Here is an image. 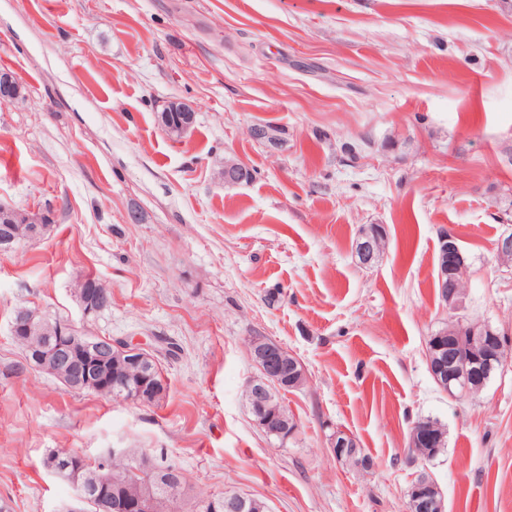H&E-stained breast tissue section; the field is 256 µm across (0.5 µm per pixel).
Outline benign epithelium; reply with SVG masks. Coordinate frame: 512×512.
I'll return each instance as SVG.
<instances>
[{
  "mask_svg": "<svg viewBox=\"0 0 512 512\" xmlns=\"http://www.w3.org/2000/svg\"><path fill=\"white\" fill-rule=\"evenodd\" d=\"M21 93V84L13 75L0 74V99L11 100ZM171 111L180 113L178 123L172 126L162 123L166 131L183 134L194 123L195 111L186 104L176 103ZM252 172L243 163H224L223 181L226 184H241L251 180ZM0 210L9 213V218L0 222V252L11 250L15 244L13 225L28 222L24 212L10 206L1 205ZM384 236L383 227L375 225L363 234L359 241L358 256L361 264L370 266L382 255L380 239ZM445 254L437 271L438 292L448 305L454 319L448 323V346L440 347L447 354L435 367V378L448 388V394L461 396L474 395L485 386L492 369L502 364L501 345L498 334L488 325L473 323L459 315L465 308V281L469 269L465 251L457 244L455 236L447 233L440 238ZM34 321L32 311L24 306L14 309L10 321L13 335L26 331ZM252 361L257 366L259 378L249 382L246 397L250 410L255 416V424L269 435L285 442L298 432V423L286 418L271 407L274 391L286 392L301 388L305 381V370L298 367L296 358L279 343L266 336H253L248 343ZM115 351L128 358L137 377L132 381L135 390L131 393L120 391L113 398L122 402L147 404L153 395L149 386V376L140 369V364L149 358L147 349L117 341L106 336H88L80 333L75 326L67 324L59 330L58 336L46 343L28 349L27 364L37 372H44L45 365L51 364L54 373L70 390H88L98 386L106 376L107 364ZM415 443L421 448H441V437L432 428L416 425ZM331 451L336 461L357 468L373 466L372 460L358 448L355 438L344 430H339L331 441ZM85 461L72 463L53 461L50 467L55 475L70 474L72 484L77 488V503L88 502L93 498H103L112 490V478L103 469L90 480L83 479ZM411 501L408 512H445L444 497L437 483L426 473L418 476L410 490ZM153 492L145 491L133 501H112L114 512H150Z\"/></svg>",
  "mask_w": 512,
  "mask_h": 512,
  "instance_id": "1",
  "label": "benign epithelium"
}]
</instances>
